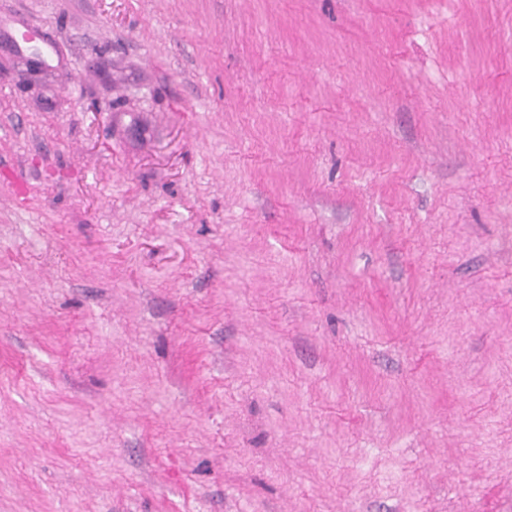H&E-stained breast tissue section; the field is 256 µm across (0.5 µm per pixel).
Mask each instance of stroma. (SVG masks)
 Masks as SVG:
<instances>
[{
  "instance_id": "35a3bbf8",
  "label": "stroma",
  "mask_w": 512,
  "mask_h": 512,
  "mask_svg": "<svg viewBox=\"0 0 512 512\" xmlns=\"http://www.w3.org/2000/svg\"><path fill=\"white\" fill-rule=\"evenodd\" d=\"M0 512H512V0H0Z\"/></svg>"
}]
</instances>
